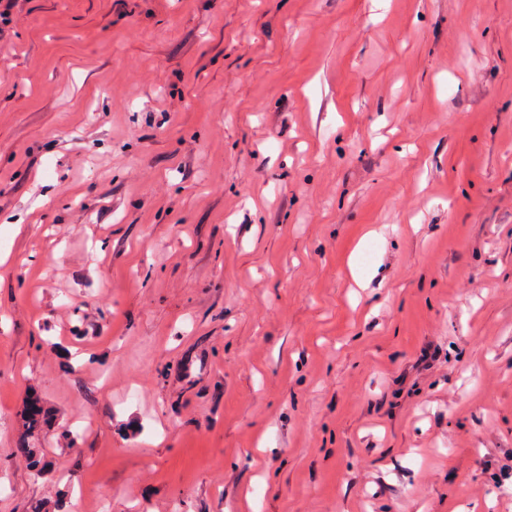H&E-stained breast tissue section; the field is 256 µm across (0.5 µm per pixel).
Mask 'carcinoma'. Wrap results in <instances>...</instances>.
Listing matches in <instances>:
<instances>
[{"mask_svg":"<svg viewBox=\"0 0 512 512\" xmlns=\"http://www.w3.org/2000/svg\"><path fill=\"white\" fill-rule=\"evenodd\" d=\"M64 416L61 408L48 404L41 392L35 388L28 389L21 407L15 414V421L22 430L18 448L29 475L36 481H51L56 487L52 499L38 498L32 501L29 506L30 512H44L47 508L55 512H71L70 490L61 481L52 480L51 464L40 448L43 435L51 432L69 443L73 451H78L82 435L64 426Z\"/></svg>","mask_w":512,"mask_h":512,"instance_id":"cac0c4a2","label":"carcinoma"}]
</instances>
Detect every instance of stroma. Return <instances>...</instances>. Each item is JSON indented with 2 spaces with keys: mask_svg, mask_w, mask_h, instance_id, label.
Here are the masks:
<instances>
[{
  "mask_svg": "<svg viewBox=\"0 0 512 512\" xmlns=\"http://www.w3.org/2000/svg\"><path fill=\"white\" fill-rule=\"evenodd\" d=\"M16 10L0 512L31 384L74 512H512V0Z\"/></svg>",
  "mask_w": 512,
  "mask_h": 512,
  "instance_id": "stroma-1",
  "label": "stroma"
}]
</instances>
